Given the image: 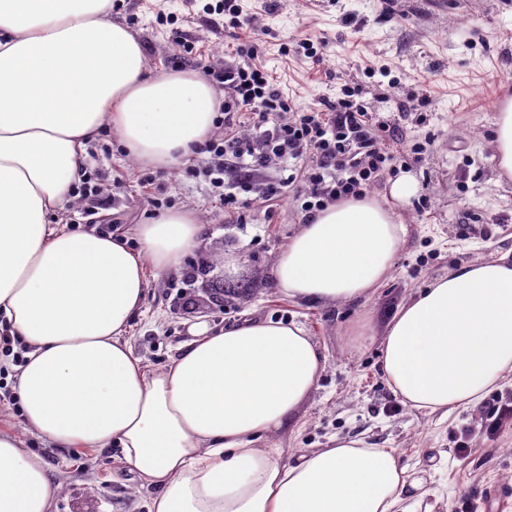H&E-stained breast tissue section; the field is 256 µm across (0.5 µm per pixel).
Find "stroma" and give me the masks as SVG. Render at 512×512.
<instances>
[{"mask_svg": "<svg viewBox=\"0 0 512 512\" xmlns=\"http://www.w3.org/2000/svg\"><path fill=\"white\" fill-rule=\"evenodd\" d=\"M248 26L236 34L203 21L186 0H124L116 16L141 42L152 72L173 69L179 49L174 33L197 43L206 64L234 60L240 43L255 44L278 86L301 107L317 106L344 88L358 89L370 111L397 128L387 141L403 172L417 181L415 196L391 195L393 178L368 192L406 226L389 279L368 298L321 308L298 304L271 277L275 258L302 222L290 198L268 205L253 197L242 224H229L203 174L206 153L176 167L143 165L125 152L110 124L87 144L84 166L95 174L106 201L89 215V202L73 197L61 212L68 230L130 236L135 225L168 210L194 212L207 228L202 246L176 270L156 275L146 267L145 313L133 320L126 339L152 369L169 366L192 338L194 326L221 328L252 316L301 322L326 357L316 389L276 434L282 458L293 461L341 438H364L398 449L403 465L422 485L414 497L433 512H458L468 496L479 512H497L512 497V419L497 421L489 399L512 401V374L505 375L478 406L448 416L411 409L389 388L381 371L379 343L355 344L350 333L363 317L383 329L398 307L448 271L512 249V177L500 176L489 138L512 82V0H242ZM172 14L156 23L157 12ZM317 37L313 62L282 54L284 42ZM428 101L427 122L402 114L409 94ZM426 141L421 154L414 142ZM427 212H419V200ZM210 281L246 284L226 298L222 310L186 309L188 289L207 298ZM0 427L49 463L63 491L58 512H148L155 489L140 487L117 452L56 448L27 433L12 398L0 399ZM467 442L471 451L458 457Z\"/></svg>", "mask_w": 512, "mask_h": 512, "instance_id": "stroma-1", "label": "stroma"}]
</instances>
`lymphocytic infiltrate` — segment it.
Returning <instances> with one entry per match:
<instances>
[{"label": "lymphocytic infiltrate", "instance_id": "obj_1", "mask_svg": "<svg viewBox=\"0 0 512 512\" xmlns=\"http://www.w3.org/2000/svg\"><path fill=\"white\" fill-rule=\"evenodd\" d=\"M237 63L203 66L204 76L223 85L224 138L209 140L204 149L217 158L212 180L220 188L219 200L226 218L244 222L247 193L257 172L276 158L296 159L312 154L313 163L302 177L305 191L296 195L303 221H310L328 205L344 200H360L391 170L394 158L382 147L392 129L373 117L354 93L323 98L318 107L304 111L286 97L258 59L255 46L241 45ZM291 113L289 121H280V113ZM250 114L254 134L247 138L233 135L241 114ZM233 163L237 179L225 186L226 163ZM288 175L268 184L264 200L285 195L296 179Z\"/></svg>", "mask_w": 512, "mask_h": 512}]
</instances>
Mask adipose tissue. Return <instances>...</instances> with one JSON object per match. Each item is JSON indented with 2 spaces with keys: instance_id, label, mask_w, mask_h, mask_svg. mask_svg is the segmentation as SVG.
<instances>
[{
  "instance_id": "adipose-tissue-1",
  "label": "adipose tissue",
  "mask_w": 512,
  "mask_h": 512,
  "mask_svg": "<svg viewBox=\"0 0 512 512\" xmlns=\"http://www.w3.org/2000/svg\"><path fill=\"white\" fill-rule=\"evenodd\" d=\"M219 105L198 73L150 75L112 0H0V329L25 346L23 424L58 448L117 450L155 488L148 512H414L397 449L340 439L286 462L271 442L325 366L302 324L200 325L163 370L134 355L124 335L145 268L165 272L194 250L206 227L193 212L137 225L135 249L56 223L103 123L136 161L175 167ZM405 234L373 200L334 203L289 236L272 276L296 301H357L389 278ZM381 364L413 409L477 405L512 373V255L419 291L387 322ZM61 491L44 458L0 430V512H52Z\"/></svg>"
}]
</instances>
